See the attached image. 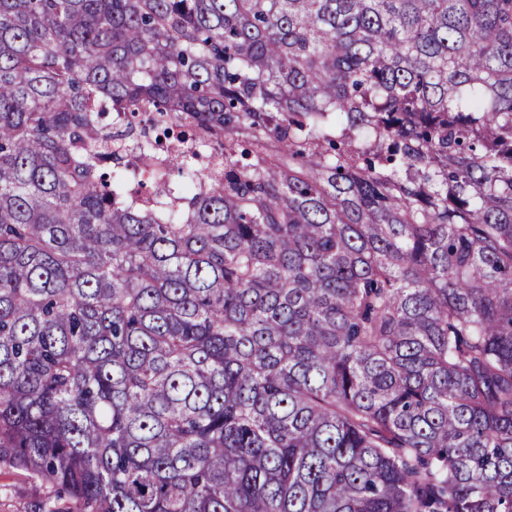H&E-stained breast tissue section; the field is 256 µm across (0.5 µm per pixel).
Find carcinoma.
<instances>
[{
    "instance_id": "cac0c4a2",
    "label": "carcinoma",
    "mask_w": 512,
    "mask_h": 512,
    "mask_svg": "<svg viewBox=\"0 0 512 512\" xmlns=\"http://www.w3.org/2000/svg\"><path fill=\"white\" fill-rule=\"evenodd\" d=\"M2 468L33 512H512V0H0Z\"/></svg>"
}]
</instances>
